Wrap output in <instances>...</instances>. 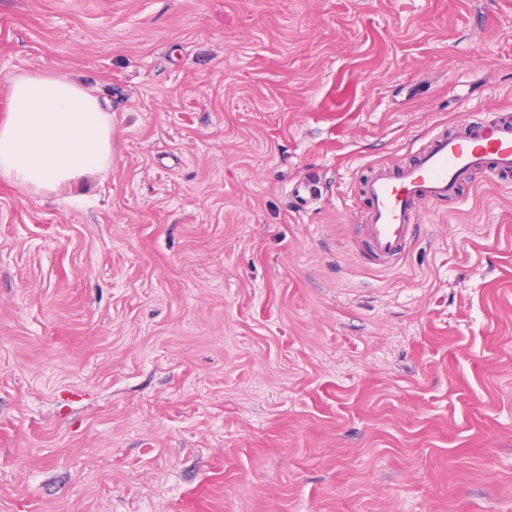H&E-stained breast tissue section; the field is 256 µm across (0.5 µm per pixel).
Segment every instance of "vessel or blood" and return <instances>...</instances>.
Wrapping results in <instances>:
<instances>
[{"instance_id":"obj_1","label":"vessel or blood","mask_w":512,"mask_h":512,"mask_svg":"<svg viewBox=\"0 0 512 512\" xmlns=\"http://www.w3.org/2000/svg\"><path fill=\"white\" fill-rule=\"evenodd\" d=\"M471 172L512 173V120L491 114L458 125L452 134H435L412 161L366 176L360 184L366 202L361 234L371 265L396 266L417 235L419 202L457 199Z\"/></svg>"}]
</instances>
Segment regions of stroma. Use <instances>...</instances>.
Here are the masks:
<instances>
[{"label":"stroma","mask_w":512,"mask_h":512,"mask_svg":"<svg viewBox=\"0 0 512 512\" xmlns=\"http://www.w3.org/2000/svg\"><path fill=\"white\" fill-rule=\"evenodd\" d=\"M112 166L0 179V512H512V175L420 202L370 266L359 192L512 118V0H0Z\"/></svg>","instance_id":"1"}]
</instances>
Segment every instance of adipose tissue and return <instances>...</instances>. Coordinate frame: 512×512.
<instances>
[{"mask_svg":"<svg viewBox=\"0 0 512 512\" xmlns=\"http://www.w3.org/2000/svg\"><path fill=\"white\" fill-rule=\"evenodd\" d=\"M0 122V178L32 195L58 191L112 166V117L64 75L11 77Z\"/></svg>","mask_w":512,"mask_h":512,"instance_id":"obj_1","label":"adipose tissue"}]
</instances>
